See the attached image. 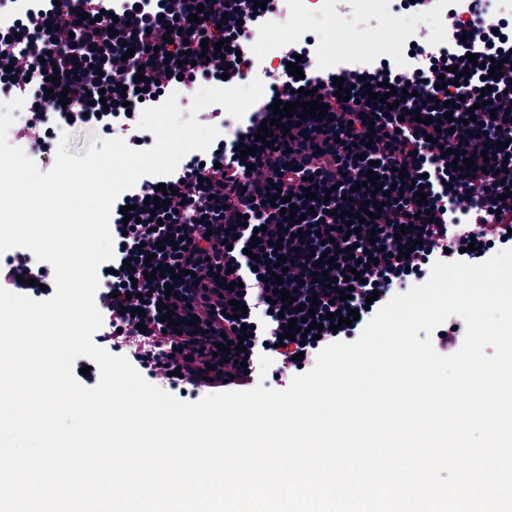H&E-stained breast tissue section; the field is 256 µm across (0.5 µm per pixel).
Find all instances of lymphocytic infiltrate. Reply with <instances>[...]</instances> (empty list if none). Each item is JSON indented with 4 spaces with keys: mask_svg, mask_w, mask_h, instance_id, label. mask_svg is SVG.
I'll list each match as a JSON object with an SVG mask.
<instances>
[{
    "mask_svg": "<svg viewBox=\"0 0 512 512\" xmlns=\"http://www.w3.org/2000/svg\"><path fill=\"white\" fill-rule=\"evenodd\" d=\"M255 2L29 0L25 15L0 21V96L23 99L25 125L42 127L36 146L45 152L56 124L89 123L124 136L136 113L160 104L170 89L244 77L237 55L263 35L276 8L275 0H265L266 9L257 12ZM82 13L88 21H79ZM193 13L198 22L190 21ZM205 39L229 47L205 60ZM285 59L300 62L303 78L281 70L239 119L209 106L199 121L231 129V137L172 174L140 178L111 211L113 257L99 285L103 324L93 341L140 370L164 373L165 388L184 397L224 392L244 367L251 385L271 379L287 386L323 348L360 335L409 279L425 278L438 262H471L470 241L512 243V22L487 24L477 11L456 16L447 44L434 48L423 68L407 71L388 61L364 76L347 75V102L338 99L331 71L306 48L289 46ZM493 59L502 63L497 79L484 68ZM457 68L466 76L455 77ZM139 73L144 81H136ZM384 80L396 89L399 105L392 110L368 96ZM301 88L317 89L325 117H281L273 143L257 141L274 102L294 101ZM62 90L69 104L56 97ZM243 145L256 147V154L241 156ZM370 172L378 177L373 187L365 183ZM161 183L175 192L167 208L155 210L145 199ZM307 188L314 198H304ZM279 191L294 194L295 217L272 206ZM126 205L128 223L121 213ZM368 210L372 218L359 220ZM347 214L355 229L348 236L342 232ZM321 253L328 262L318 263ZM284 257L287 272L274 279V265ZM158 263L174 268L180 280L154 276ZM25 278L34 286L23 287ZM46 281L25 254L0 261V288L40 300ZM348 285L352 297L344 302ZM285 292L297 302L283 304ZM233 299L248 308L236 319L227 315ZM163 304L178 330H165ZM140 306L144 317H131ZM348 307L359 311L358 321L325 328L331 309ZM306 309L323 325L320 339L287 337L289 319ZM239 337L245 364L236 363L232 349L217 355V341Z\"/></svg>",
    "mask_w": 512,
    "mask_h": 512,
    "instance_id": "lymphocytic-infiltrate-1",
    "label": "lymphocytic infiltrate"
}]
</instances>
